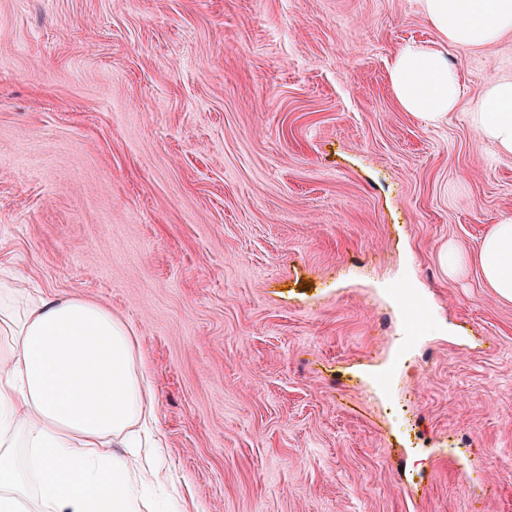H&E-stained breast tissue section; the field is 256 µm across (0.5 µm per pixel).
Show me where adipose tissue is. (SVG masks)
<instances>
[{
  "instance_id": "1",
  "label": "adipose tissue",
  "mask_w": 512,
  "mask_h": 512,
  "mask_svg": "<svg viewBox=\"0 0 512 512\" xmlns=\"http://www.w3.org/2000/svg\"><path fill=\"white\" fill-rule=\"evenodd\" d=\"M442 43L481 49L512 32V0H420ZM441 43V45H442ZM441 45L410 42L389 68L398 106L427 125L462 97ZM490 159L512 156V73L468 114ZM487 283L512 301V216L479 248ZM132 336L104 304L74 294L30 295L0 278V512H144L132 464L152 487L169 475L159 443L144 446L154 415Z\"/></svg>"
}]
</instances>
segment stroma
Segmentation results:
<instances>
[{
  "label": "stroma",
  "mask_w": 512,
  "mask_h": 512,
  "mask_svg": "<svg viewBox=\"0 0 512 512\" xmlns=\"http://www.w3.org/2000/svg\"><path fill=\"white\" fill-rule=\"evenodd\" d=\"M410 40L418 0H0V270L129 327L186 512H512V157L468 120L512 33L449 47L436 126ZM388 80L398 106L430 126L443 122L463 94L457 70L435 44L413 41L401 47L390 64ZM479 263L487 283L512 301V216L500 217L479 248Z\"/></svg>",
  "instance_id": "35a3bbf8"
}]
</instances>
